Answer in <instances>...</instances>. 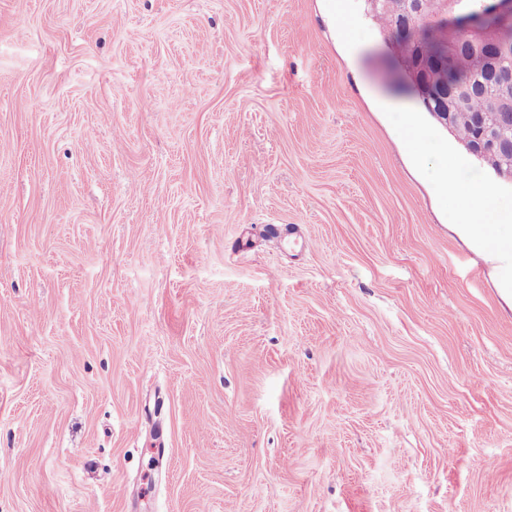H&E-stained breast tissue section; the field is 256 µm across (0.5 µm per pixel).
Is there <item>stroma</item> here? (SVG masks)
I'll return each instance as SVG.
<instances>
[{"mask_svg":"<svg viewBox=\"0 0 512 512\" xmlns=\"http://www.w3.org/2000/svg\"><path fill=\"white\" fill-rule=\"evenodd\" d=\"M335 2L0 0V512H512V295L382 100L512 183Z\"/></svg>","mask_w":512,"mask_h":512,"instance_id":"stroma-1","label":"stroma"}]
</instances>
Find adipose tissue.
I'll list each match as a JSON object with an SVG mask.
<instances>
[{
  "mask_svg": "<svg viewBox=\"0 0 512 512\" xmlns=\"http://www.w3.org/2000/svg\"><path fill=\"white\" fill-rule=\"evenodd\" d=\"M430 175L453 204L457 221L482 250L501 261V284L512 291V210L497 207V191L467 174L458 160L432 168Z\"/></svg>",
  "mask_w": 512,
  "mask_h": 512,
  "instance_id": "adipose-tissue-1",
  "label": "adipose tissue"
}]
</instances>
